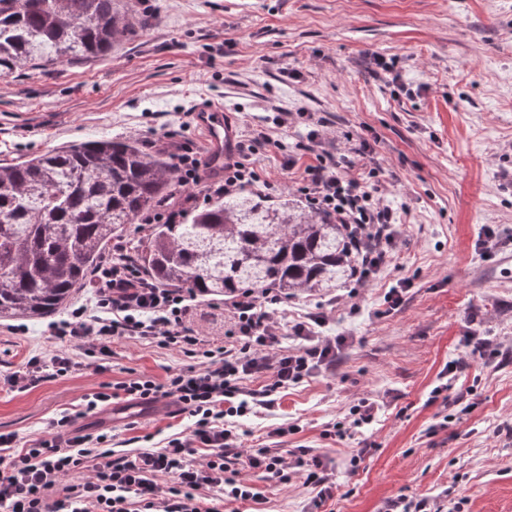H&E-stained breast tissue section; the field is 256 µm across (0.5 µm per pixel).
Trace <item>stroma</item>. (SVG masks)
I'll return each instance as SVG.
<instances>
[{"mask_svg":"<svg viewBox=\"0 0 512 512\" xmlns=\"http://www.w3.org/2000/svg\"><path fill=\"white\" fill-rule=\"evenodd\" d=\"M152 26L86 63L0 76V162L98 138L165 134L193 143L202 184L221 179L187 113L218 103L237 135L283 107L292 125L270 130L257 156L270 197L296 193L298 169L314 161L307 133L323 121V148L348 156L354 174L398 207L396 256L370 283L334 295L290 299L289 320L325 312L323 336L342 340L332 368L267 401V376L245 380L257 392L238 418V454L260 442L325 456L336 489L324 512H387L414 496L437 512L447 498L466 512H512V0H130ZM394 64L383 73L374 56ZM404 288L398 306L389 289ZM82 288L51 318L0 320V433L26 444L64 409L129 372L157 381L187 367L183 353L119 338L108 371L86 365L83 350L51 335L48 324L78 306ZM205 339L223 344V299L202 298L187 315ZM493 341L491 362L472 356L469 335ZM66 351L78 370L18 390L11 377L34 356ZM458 370L449 381L448 362ZM440 395H433L435 386ZM373 421L353 428L360 401ZM169 412L112 421L78 419L85 433L113 434L115 453L162 445L188 430ZM288 428L275 440L276 428ZM358 465H351L352 456ZM263 503L236 512H303L311 490L244 471Z\"/></svg>","mask_w":512,"mask_h":512,"instance_id":"35a3bbf8","label":"stroma"}]
</instances>
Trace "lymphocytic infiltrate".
I'll return each instance as SVG.
<instances>
[{
	"instance_id": "1",
	"label": "lymphocytic infiltrate",
	"mask_w": 512,
	"mask_h": 512,
	"mask_svg": "<svg viewBox=\"0 0 512 512\" xmlns=\"http://www.w3.org/2000/svg\"><path fill=\"white\" fill-rule=\"evenodd\" d=\"M265 129L237 144L236 155L225 158L221 180L201 185V162L190 143L168 142L174 160V180L188 200L197 189L206 194H236L253 188L261 176L252 155L270 144ZM352 162L323 150L299 176L298 191L307 207L342 226L358 254L354 272L360 284L373 280L389 263L396 246L398 216L383 204L375 190L352 176ZM96 314L84 307L54 324L58 339L87 348L97 366L112 356V342L134 336L190 358L188 370L171 374L165 382L139 374L102 384L85 395L78 410L62 412L48 435L16 449V437L0 434V512H224L225 506L260 502L257 488L231 468L224 451L236 447L232 418L253 409L245 377L269 375L263 390L272 396L318 371L336 350V342L316 334L321 316L287 326L276 307L287 295L271 288L243 291L232 297L233 322L223 345L199 337L186 316L195 293L163 288L137 271L125 245L115 244L93 271ZM300 340V347L280 349L283 330ZM127 399L140 404L171 399L193 420L189 432L168 437L160 448L129 449L112 456L108 432L74 431L76 419ZM245 467L282 481L301 475L314 494L311 504L321 508L333 496L334 483L319 457L296 448L284 455L265 446L249 449ZM87 472V479L72 475Z\"/></svg>"
}]
</instances>
